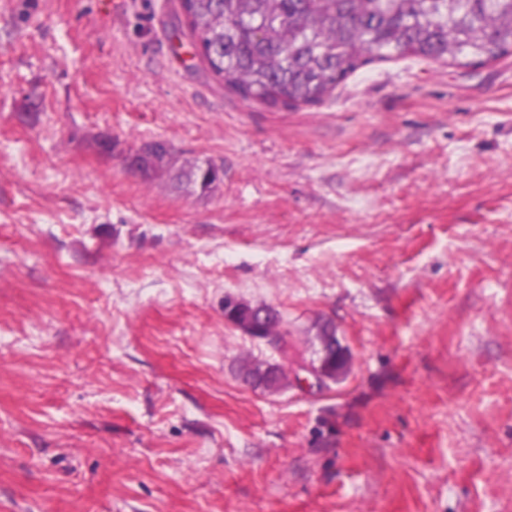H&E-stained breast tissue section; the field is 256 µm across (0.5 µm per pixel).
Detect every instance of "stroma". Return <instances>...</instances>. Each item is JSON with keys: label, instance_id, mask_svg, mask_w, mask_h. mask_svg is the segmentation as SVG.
<instances>
[{"label": "stroma", "instance_id": "obj_1", "mask_svg": "<svg viewBox=\"0 0 512 512\" xmlns=\"http://www.w3.org/2000/svg\"><path fill=\"white\" fill-rule=\"evenodd\" d=\"M151 140L222 181L142 176ZM228 293L279 312L287 353ZM326 324L348 372L300 388ZM509 499L512 56L376 61L272 107L212 75L180 0H0V512ZM205 166H208L206 170L204 169ZM215 167L216 164L211 160H202L187 166H181L169 172H174L172 178L179 185L185 186L192 193H196L199 196H206L221 180L216 173ZM246 310V317L242 318L240 312ZM274 310L265 305H251L227 295L224 297V318L227 322L239 329L244 335L255 340L272 343L280 349L284 346L286 336H275V327L270 326V318ZM277 313L273 315L277 322Z\"/></svg>", "mask_w": 512, "mask_h": 512}]
</instances>
